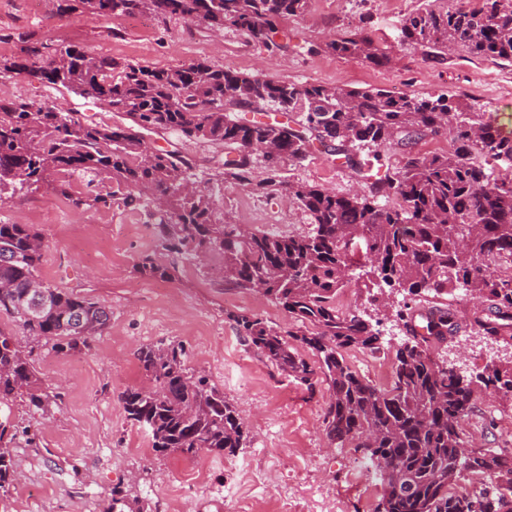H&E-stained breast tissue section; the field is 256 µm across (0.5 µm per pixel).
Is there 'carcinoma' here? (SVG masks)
<instances>
[{
  "label": "carcinoma",
  "mask_w": 512,
  "mask_h": 512,
  "mask_svg": "<svg viewBox=\"0 0 512 512\" xmlns=\"http://www.w3.org/2000/svg\"><path fill=\"white\" fill-rule=\"evenodd\" d=\"M307 0H71L63 11L112 17L149 10L178 15L213 30L245 32L253 41L277 46L279 23L301 13ZM401 39L437 59L450 48L512 61V0L465 2L451 9L409 15ZM323 50L378 63L372 40L358 32L332 40ZM26 73L84 97L102 100L126 117L119 123L83 122L71 113L36 107L19 98H0V201L7 193L46 185L62 193L58 177L74 173L109 178L116 190L72 199L76 207L154 204L159 247L175 259L210 253L223 257L224 283L255 290L282 306L293 319L287 332L248 314H232L245 344L281 372L310 387L327 385V436L367 450L382 489L374 512H512V457L469 447L462 421L474 408L472 383L437 364L432 341L458 331L454 313L433 306L417 317L404 305L409 341L392 358L390 386L360 376L342 351L381 348L378 330L356 311L341 312L336 296L348 272L366 271L373 304H388L382 281L410 296L443 298L464 289L487 303L477 327L491 338L512 341V136L499 133L468 102L440 95L422 98L380 88L296 86L256 73H241L205 60L168 68L120 65L73 45L53 48L48 64L39 46L26 56L0 60V72ZM300 111V121L274 130L236 113L267 107ZM173 130L187 138L220 141L236 152L223 175L252 184L256 157L271 171L258 188L283 190L308 212L304 236L270 235L246 224L217 219L210 192L182 191L191 165L174 151L150 148L145 135ZM442 131L451 150L431 156L407 152L363 193L338 195L318 185L278 179L285 162L307 157L314 143L328 140L330 152L363 172L353 146H407ZM46 248L31 224H0V312L22 331H0V406L27 396L37 406L49 395L23 346L27 336L53 341L56 352L90 348L105 334L109 309L81 294L38 282L35 271ZM140 273L168 277L175 266L146 255ZM317 357L312 365L296 346ZM182 342L146 345L136 353L151 390L119 396L132 424L143 429L157 452L186 456H233L245 447L247 431L224 390L187 368ZM480 383L512 401V364L492 367ZM8 414H0V491L16 480ZM486 478L473 495L455 490L458 465Z\"/></svg>",
  "instance_id": "obj_1"
}]
</instances>
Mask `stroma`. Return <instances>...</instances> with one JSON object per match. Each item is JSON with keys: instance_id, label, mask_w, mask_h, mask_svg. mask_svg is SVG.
Segmentation results:
<instances>
[{"instance_id": "stroma-1", "label": "stroma", "mask_w": 512, "mask_h": 512, "mask_svg": "<svg viewBox=\"0 0 512 512\" xmlns=\"http://www.w3.org/2000/svg\"><path fill=\"white\" fill-rule=\"evenodd\" d=\"M61 2L0 0V58L21 56L29 46L50 41L157 68L207 60L300 85L461 97L477 102L486 120L512 129V63L459 49L430 61L400 38L411 12L428 5L451 8L457 0H307L303 12L281 21L276 49L232 28L217 37L199 23L148 11L112 18L63 16ZM358 31L389 57V64L324 51L326 42ZM0 97L74 112L87 122L118 119L105 102L26 75L1 76ZM147 143L191 159L193 182L213 190L215 212L224 221L270 234L280 229L298 236L310 230L311 218L297 202L281 192L259 190L270 176L264 162L255 163L253 184L245 187L222 179L224 161L235 156L222 143L189 141L175 131L149 135ZM279 176L340 195L365 187L344 159L318 145L304 160L284 164ZM0 224H30L43 233L48 247L36 276L44 284L94 298L111 311L105 335L96 337L90 349L63 355L51 343L28 341L30 360L57 400L44 411L24 397L12 402V449L21 477L0 494V512H102L116 490L133 512H374L380 487L366 475L364 449L332 442L325 434L326 385L301 384L265 362L247 347L232 320L233 314L246 312L285 331L291 317L261 293L226 287L221 257L211 256L203 265L179 262L170 278L141 274L137 265L143 255L171 262L157 248L152 210L120 203L76 208L43 188L0 203ZM364 282L361 271H354L342 295L349 308L377 321L382 347L350 351L346 358L377 384L380 367L390 366L407 333L395 315L377 316ZM447 304L459 329L431 346L438 364L476 378L512 362V345L474 328L481 310L476 299L453 295ZM169 340L183 342L188 368L207 375L237 407L248 443L236 455L159 454L148 434L127 419L120 394L151 386L138 367L136 350ZM509 420L512 402L497 401L479 386L463 431L475 447L512 448V433L504 427Z\"/></svg>"}]
</instances>
